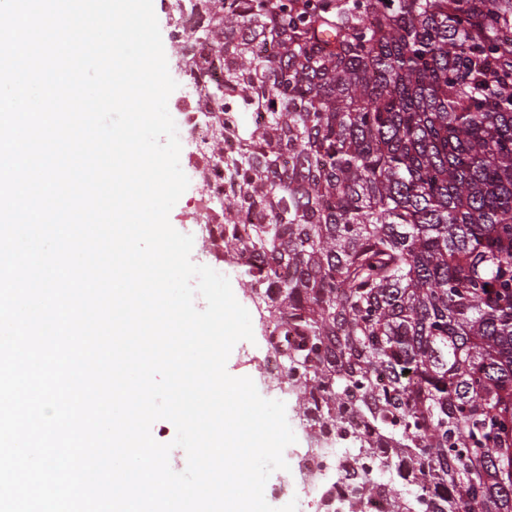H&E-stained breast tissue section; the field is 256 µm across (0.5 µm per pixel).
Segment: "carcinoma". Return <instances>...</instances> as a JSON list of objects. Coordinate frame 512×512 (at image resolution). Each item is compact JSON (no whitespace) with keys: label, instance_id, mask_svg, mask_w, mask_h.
<instances>
[{"label":"carcinoma","instance_id":"obj_1","mask_svg":"<svg viewBox=\"0 0 512 512\" xmlns=\"http://www.w3.org/2000/svg\"><path fill=\"white\" fill-rule=\"evenodd\" d=\"M174 5L224 72V260L363 463L342 512H512V0Z\"/></svg>","mask_w":512,"mask_h":512}]
</instances>
